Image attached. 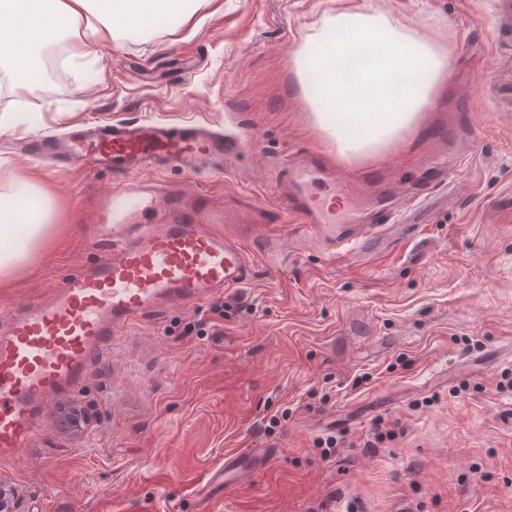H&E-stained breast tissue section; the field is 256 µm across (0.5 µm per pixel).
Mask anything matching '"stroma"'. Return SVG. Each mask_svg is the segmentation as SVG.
I'll return each mask as SVG.
<instances>
[{
  "label": "stroma",
  "instance_id": "stroma-1",
  "mask_svg": "<svg viewBox=\"0 0 512 512\" xmlns=\"http://www.w3.org/2000/svg\"><path fill=\"white\" fill-rule=\"evenodd\" d=\"M354 0H209L82 55L83 32L45 55L56 81L0 99L35 123L0 134V194L28 176L54 200L47 240L0 283V318L97 258L93 218L122 184L62 173L17 152L21 137L81 121L194 122L239 133L226 172L164 177L222 215L229 235H280L245 287L174 304L129 326L83 387L0 466L19 512H512V16L499 0H378L412 31L444 22L449 77L416 135L377 166L397 216L356 257L296 243L282 213L284 158L326 144L292 71L324 12ZM465 114L448 183L408 196L442 155L428 131ZM387 435L374 447L375 423ZM335 436L334 453L321 439ZM263 448L253 481L214 480L226 454Z\"/></svg>",
  "mask_w": 512,
  "mask_h": 512
}]
</instances>
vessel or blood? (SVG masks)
Listing matches in <instances>:
<instances>
[{
  "instance_id": "obj_1",
  "label": "vessel or blood",
  "mask_w": 512,
  "mask_h": 512,
  "mask_svg": "<svg viewBox=\"0 0 512 512\" xmlns=\"http://www.w3.org/2000/svg\"><path fill=\"white\" fill-rule=\"evenodd\" d=\"M241 148L239 137L198 124L102 123L68 140L23 143L28 155L74 166L128 174L172 166L185 172H223ZM285 205L296 228L320 238L333 256L376 237L392 210L384 178L334 183L318 152L293 156L283 169ZM340 196L360 204L356 224H335L322 201ZM99 258L57 282L44 298L15 307L0 321V459L18 456L55 404L85 382L96 355L113 336L170 302L201 303L251 282L255 259L276 251V234L246 242L225 234L219 221H204L192 197L166 182L113 188L99 207L92 240ZM254 453L224 458V484L253 476Z\"/></svg>"
}]
</instances>
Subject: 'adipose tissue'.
Masks as SVG:
<instances>
[{"label":"adipose tissue","instance_id":"ef3b65f1","mask_svg":"<svg viewBox=\"0 0 512 512\" xmlns=\"http://www.w3.org/2000/svg\"><path fill=\"white\" fill-rule=\"evenodd\" d=\"M205 0H0V68L20 95L40 89L34 57L65 32L82 30L92 46L117 34L157 27L165 16L190 17ZM440 19L419 34L374 0L324 14L293 61L321 134L339 159L379 158L419 123L448 76ZM45 198L28 182L0 195V280L41 245Z\"/></svg>","mask_w":512,"mask_h":512}]
</instances>
